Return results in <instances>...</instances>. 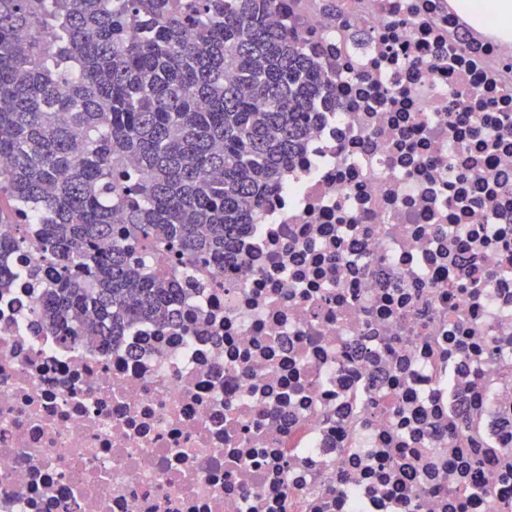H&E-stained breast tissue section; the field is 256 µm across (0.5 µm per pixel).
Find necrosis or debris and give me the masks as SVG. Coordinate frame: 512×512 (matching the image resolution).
<instances>
[{"label": "necrosis or debris", "instance_id": "obj_1", "mask_svg": "<svg viewBox=\"0 0 512 512\" xmlns=\"http://www.w3.org/2000/svg\"><path fill=\"white\" fill-rule=\"evenodd\" d=\"M281 7L336 109L182 327L61 344L40 238L0 252V512H512V45L448 0Z\"/></svg>", "mask_w": 512, "mask_h": 512}]
</instances>
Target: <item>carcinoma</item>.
I'll return each mask as SVG.
<instances>
[{
	"instance_id": "obj_1",
	"label": "carcinoma",
	"mask_w": 512,
	"mask_h": 512,
	"mask_svg": "<svg viewBox=\"0 0 512 512\" xmlns=\"http://www.w3.org/2000/svg\"><path fill=\"white\" fill-rule=\"evenodd\" d=\"M335 99L278 0H0V251L41 225L37 318L100 351L180 326L149 254L224 267Z\"/></svg>"
}]
</instances>
